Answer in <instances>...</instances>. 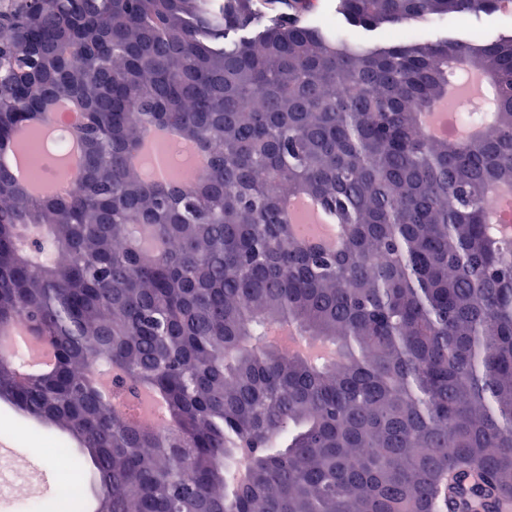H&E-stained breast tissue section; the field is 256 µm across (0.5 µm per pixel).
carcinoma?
Listing matches in <instances>:
<instances>
[{
	"label": "carcinoma",
	"instance_id": "1",
	"mask_svg": "<svg viewBox=\"0 0 512 512\" xmlns=\"http://www.w3.org/2000/svg\"><path fill=\"white\" fill-rule=\"evenodd\" d=\"M503 0H342L375 30ZM253 0H32L0 27V143L78 101L82 178L29 197L0 164V336L56 363L0 358V401L88 455L67 478L96 512H457L512 499V36L352 48ZM468 68L489 81L482 132L433 140L423 115ZM346 87L353 94L344 96ZM156 126L206 155L147 182L129 161ZM305 193L347 226L312 251L283 207ZM287 321L340 350L313 366L263 342ZM121 376L112 395L99 378ZM163 400L166 431L118 413ZM245 462L247 476H226ZM499 202L489 215V223L507 238L512 236V196L511 193H501ZM15 349L25 351L27 355L26 367L30 371L46 369L50 367L54 361L52 347L47 342L32 339L22 329L7 338L4 348L1 346V353L4 356H9Z\"/></svg>",
	"mask_w": 512,
	"mask_h": 512
}]
</instances>
